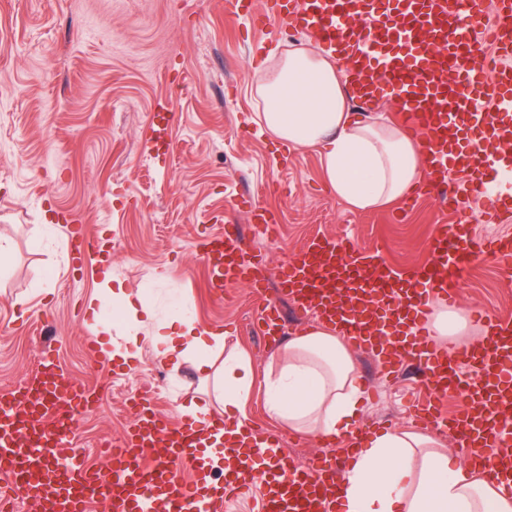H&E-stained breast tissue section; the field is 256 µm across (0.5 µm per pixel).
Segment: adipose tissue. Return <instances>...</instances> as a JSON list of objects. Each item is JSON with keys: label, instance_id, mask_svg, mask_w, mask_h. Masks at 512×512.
Wrapping results in <instances>:
<instances>
[{"label": "adipose tissue", "instance_id": "ef3b65f1", "mask_svg": "<svg viewBox=\"0 0 512 512\" xmlns=\"http://www.w3.org/2000/svg\"><path fill=\"white\" fill-rule=\"evenodd\" d=\"M344 77L330 52L291 48L256 75L259 118L273 138L320 150L325 181L338 199L359 210L378 208L422 181V144L385 113L351 111ZM100 277L124 326L122 342L112 340L101 304L90 299L87 313L101 356L135 361L148 346L161 361L192 360L208 392L206 400L183 406V415L205 429L218 406L232 415L234 426H242L236 412L249 395L253 372L249 360L228 347L223 330L200 327L179 308L157 319L146 289L114 282L107 268ZM428 309L429 340L437 350L465 335L467 323L458 313L434 303ZM265 403L291 432L354 442L336 512H512V492L450 452L442 436L405 429L357 431L364 388L350 349L328 325L315 324L271 355Z\"/></svg>", "mask_w": 512, "mask_h": 512}]
</instances>
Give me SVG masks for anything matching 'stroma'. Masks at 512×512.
Wrapping results in <instances>:
<instances>
[{
  "label": "stroma",
  "mask_w": 512,
  "mask_h": 512,
  "mask_svg": "<svg viewBox=\"0 0 512 512\" xmlns=\"http://www.w3.org/2000/svg\"><path fill=\"white\" fill-rule=\"evenodd\" d=\"M309 34L279 39L235 15L233 0H0V390L51 353L63 373L98 391L74 425L86 463L126 428L129 402L148 398L178 419L204 399L192 363L172 369L144 350L131 364L97 362L85 347L95 332L86 304L102 294L98 261L71 264L63 213L79 217L111 249L113 278L144 287L158 315L172 299L204 328L224 329L249 359V425L275 429L264 406L267 362L278 343L255 328L248 288L209 285L203 236L240 224L266 261L267 296L289 336L312 327L278 288L281 267L304 242L349 235L363 255L405 272L430 263L433 225L459 220L421 192L380 210L353 211L328 188L313 148H285L262 127L254 91L265 60H279ZM170 113L166 148L145 146L158 101ZM277 217L267 235L252 224L247 199ZM454 303L483 333L480 311L512 319V281L492 261L457 280ZM369 398L357 424L410 428L413 404L429 398L422 373L389 372L381 357L354 352Z\"/></svg>",
  "instance_id": "stroma-1"
}]
</instances>
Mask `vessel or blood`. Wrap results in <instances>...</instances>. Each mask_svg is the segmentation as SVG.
Returning a JSON list of instances; mask_svg holds the SVG:
<instances>
[{"label":"vessel or blood","instance_id":"b4317fda","mask_svg":"<svg viewBox=\"0 0 512 512\" xmlns=\"http://www.w3.org/2000/svg\"><path fill=\"white\" fill-rule=\"evenodd\" d=\"M486 24L476 0H269L262 24L310 33L350 65L349 87L367 101L389 97L404 124L430 154L426 193L449 209L471 194L485 196L512 173V0H496ZM74 262L100 254L99 237L74 225ZM432 264L407 274L363 256L346 235L301 247L281 271L280 288L303 310L332 324L350 346L383 353L403 350L424 370L431 390L417 419L449 433L488 480L512 485V320L481 314L484 333L456 358L430 350L426 305L456 296L455 278L482 256L512 268V237L476 236L463 223L434 225ZM214 287L245 284L263 301V333L275 335L280 312L265 299V269L235 224L201 245ZM463 393L469 404L446 418L438 401ZM92 388L65 376L44 357L29 382L0 393V477L23 491L31 512H225L242 491L258 489L261 512H335L342 473L324 458L298 465L283 437L263 431L262 447L244 440L209 448L188 423L172 422L147 399L131 406V421L106 470L84 465L64 421L93 409ZM223 456L214 477L211 453ZM191 480L181 476L182 467Z\"/></svg>","mask_w":512,"mask_h":512}]
</instances>
